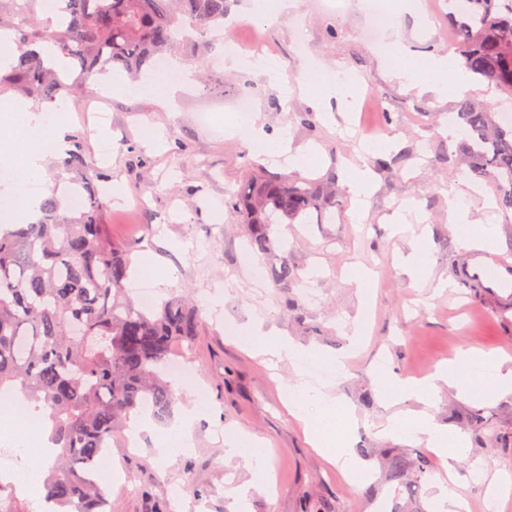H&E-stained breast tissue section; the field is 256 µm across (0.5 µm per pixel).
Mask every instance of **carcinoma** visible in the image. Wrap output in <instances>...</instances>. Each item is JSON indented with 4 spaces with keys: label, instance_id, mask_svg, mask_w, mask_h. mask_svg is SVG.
<instances>
[{
    "label": "carcinoma",
    "instance_id": "carcinoma-1",
    "mask_svg": "<svg viewBox=\"0 0 512 512\" xmlns=\"http://www.w3.org/2000/svg\"><path fill=\"white\" fill-rule=\"evenodd\" d=\"M13 44L0 50L12 58L0 66V92L18 89L56 111L78 104L90 82L123 70L133 75L154 68L156 55L171 50L191 29L204 40L224 26L227 0H57L56 26H47L31 0H11ZM455 30L459 66L512 98V0H467L448 14ZM50 44L80 69L67 83L47 67L36 46ZM464 139L459 148L467 175L494 185L496 204L512 214V124L464 101L457 112ZM80 209L60 212L44 199L42 217L0 231V394L16 390L43 419L52 448L43 480L44 512H109L98 479L101 455L112 433L147 408L158 422L171 419L176 404L168 364L176 345L191 350L202 309L179 297L142 307L126 292L132 269L128 246L112 241L103 222L107 176L84 143L69 140L61 159ZM334 180L270 174L262 169L224 200L230 215L247 225L249 247L271 256L288 251L279 224L323 221L336 210ZM270 277L302 314L298 293L302 269L283 259ZM456 423L477 448L509 438L496 429L494 414L468 406ZM388 480L399 486L432 472L429 456L384 453ZM0 512H29L0 483Z\"/></svg>",
    "mask_w": 512,
    "mask_h": 512
}]
</instances>
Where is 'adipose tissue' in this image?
<instances>
[{
	"instance_id": "ef3b65f1",
	"label": "adipose tissue",
	"mask_w": 512,
	"mask_h": 512,
	"mask_svg": "<svg viewBox=\"0 0 512 512\" xmlns=\"http://www.w3.org/2000/svg\"><path fill=\"white\" fill-rule=\"evenodd\" d=\"M410 87L424 88L437 86L440 93L447 97L461 94L469 84L468 74L455 68L450 56H443L429 61L426 68L418 73L408 74ZM0 111L6 112L11 118L9 136L19 151L9 166L4 179L7 185L43 178L46 173L47 160L53 156H61L67 147L66 132L63 125H56L50 137H43L41 130L44 126L46 113L33 102L22 97H10L0 102ZM448 221L465 228V242L469 249L476 251H492L494 238L489 228L469 217V208L461 196H453L448 210ZM264 355L269 362L278 363L290 360L301 380L295 390L301 395L300 400L292 405V412L298 417H305L304 398L330 404L332 397L327 384L313 385L304 379L310 351L301 349L283 338H272L264 343ZM481 367L491 373L497 391L512 393V368L505 367L502 358L497 355L479 352L473 349L462 350L456 365H445L438 368L434 376L422 380H402L398 388L402 393L418 397L430 403L436 397L437 381H445L457 389H464L463 380L455 373V366ZM389 432H406L413 438H426L430 448L443 457L445 464H452L466 450L462 436L446 438L441 430L427 416L400 418L391 423Z\"/></svg>"
}]
</instances>
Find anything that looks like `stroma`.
Listing matches in <instances>:
<instances>
[{
  "label": "stroma",
  "instance_id": "1",
  "mask_svg": "<svg viewBox=\"0 0 512 512\" xmlns=\"http://www.w3.org/2000/svg\"><path fill=\"white\" fill-rule=\"evenodd\" d=\"M437 2L422 0V12L436 13L432 22L422 13L401 15V39L419 65L448 53L455 40ZM245 6L246 0H230L236 23L225 26L223 38L180 47L176 61L195 81L174 108L142 91L110 95V112L100 124L74 106L55 115L83 137L92 156L107 153L103 172L126 189L127 205L107 203L103 221L115 243L150 250L155 263L153 273L131 279L128 289H149L159 302L185 295L202 306L210 295L221 296L217 311L203 314L186 356L195 383L176 391V410L198 402L207 407L192 427L189 450L159 455L156 440L169 432L166 424L143 432L134 448L127 444L128 430L116 432L111 452L123 480L105 487L110 512H232L226 491L242 484L251 487L245 512H429L447 485L465 499L468 512H512V493L495 496L490 489L498 473L512 477V447L466 452L450 475L442 458L432 455L430 478L407 489L389 482L379 464L381 452L422 449L407 435L386 433L397 412H426L455 435L451 407L482 403L504 425L512 424V397L496 394L485 372H464L465 396L439 384L428 406L381 386L390 376L429 375L461 348L512 358V311L503 308L512 297V217L498 211L491 184L467 176L457 159L458 141L446 134L461 100L497 112H512V102L474 78L462 96L447 99L431 87L407 89L395 74L396 61L364 37L371 20L367 0H344L339 11L326 0H296L269 18L249 16ZM257 40L276 55L274 71L225 68L226 43L244 48ZM308 64L328 76L344 73L356 94L372 93V101L359 111L320 102L300 78ZM243 97L251 100L258 134L312 154L302 176L344 183L352 170L369 166L365 147L376 137L405 153L390 170L374 173L364 207L343 191L334 223L283 227L288 261L312 273L304 281L310 299L300 321L288 315L268 274L270 259L248 250L245 225L224 206L257 167L293 171L287 157L249 148L235 125V105ZM147 127L160 132L161 141L147 139ZM453 185L464 191L471 220L492 227L493 251L467 249L461 227L449 223ZM406 204L411 210L404 229L394 232L389 218ZM421 245L426 266H403L401 257ZM462 268L482 277V300L462 295ZM254 331L312 351L316 365L328 356L344 362L332 396L348 417L337 421L333 441L369 469V480L355 481L342 462L311 445L303 422L288 412L299 377L290 362L270 367L241 347L239 336ZM367 389L374 401L364 406L359 397ZM231 436L260 440L263 465L226 459L224 440Z\"/></svg>",
  "mask_w": 512,
  "mask_h": 512
}]
</instances>
